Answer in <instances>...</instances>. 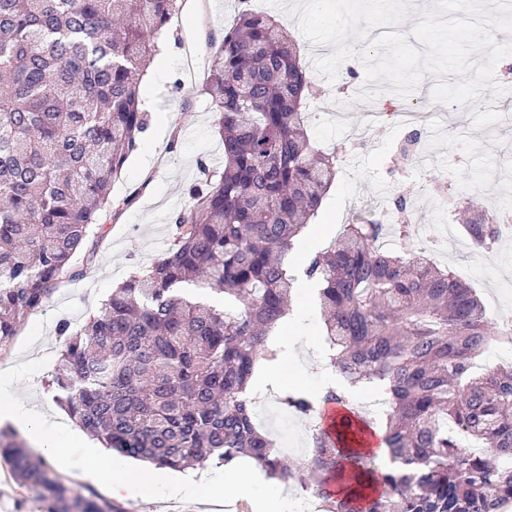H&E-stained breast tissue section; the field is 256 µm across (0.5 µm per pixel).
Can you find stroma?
<instances>
[{
    "label": "stroma",
    "instance_id": "obj_1",
    "mask_svg": "<svg viewBox=\"0 0 512 512\" xmlns=\"http://www.w3.org/2000/svg\"><path fill=\"white\" fill-rule=\"evenodd\" d=\"M203 2L205 8L199 14H187L182 8L175 12L162 48L149 66L153 79L141 86L148 126L112 182L113 199L126 200V207L119 215L104 216L92 229L89 250L72 257L79 277L61 279L45 306L25 318L15 336L0 345V399L21 398L51 416H63L51 384L55 364L40 360L42 353L59 351L58 323L81 326L138 267L161 257L170 244L174 215L190 203L188 189L198 175V163L220 164L222 146L214 132L205 86L224 31L237 12V0ZM296 2L257 0L255 8L276 15L287 26L305 62L332 54L333 46H316L303 36L297 17L290 12ZM495 80L506 88L500 97H493L487 89L474 102L449 106L433 100L435 79L429 74L410 99L388 94L371 102L356 98L358 88L365 84V69L359 60L344 61L334 81L314 75L319 100L344 99L347 112L340 123L330 117L311 120V139L324 150L338 146L343 153L334 183L288 258L296 314L281 336L292 354L283 367L290 383L282 385L267 373L256 382L263 396L257 421L285 448L290 461H297L310 434L304 418L286 410L279 398L288 386L320 393L329 368V350L320 333L318 291L303 275L307 256L326 250L358 213L384 223L385 211L398 195L406 197L411 209L420 211L424 227L431 232L467 201L490 210L511 205L512 65L497 64ZM411 100L426 106L423 125L449 128L444 136L428 140L426 160L420 167L400 156L402 131L390 118L391 113L404 111ZM444 175L452 183L445 201L420 202L425 179ZM435 248V264L458 271L477 290L491 322L512 320V239L499 241L478 272L468 270L469 259L454 241L436 243ZM64 460L56 474L78 492L92 491L111 499L121 512H207L206 505L195 498L169 499L155 489L136 499H124L114 496L106 485L83 479L90 459L82 443H71ZM277 488L283 491V512H305L310 497L297 483L280 484L262 475L244 504L224 512H254V502Z\"/></svg>",
    "mask_w": 512,
    "mask_h": 512
}]
</instances>
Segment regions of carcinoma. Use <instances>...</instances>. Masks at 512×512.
<instances>
[{"mask_svg": "<svg viewBox=\"0 0 512 512\" xmlns=\"http://www.w3.org/2000/svg\"><path fill=\"white\" fill-rule=\"evenodd\" d=\"M242 7L219 46L206 94L223 166L199 164L191 205L163 257L133 272L62 339L56 401L104 448L174 471L248 459L293 480L323 512H499L512 499V371L474 370L496 343L473 288L432 262L378 244L361 216L305 278L318 287L331 365L371 384L388 407L381 471L361 447L371 421L321 413L349 399L332 386L284 405L312 420V451L288 462L256 421L254 379L276 358L269 335L288 315L285 260L336 179L339 150L308 134L312 78L288 29ZM177 0H0V341L42 308L114 201L147 126L140 76ZM465 231L490 251L502 210L467 208ZM222 295L212 305L206 296ZM0 431V449L45 512H116L66 485ZM470 440L486 448L477 455Z\"/></svg>", "mask_w": 512, "mask_h": 512, "instance_id": "1", "label": "carcinoma"}]
</instances>
